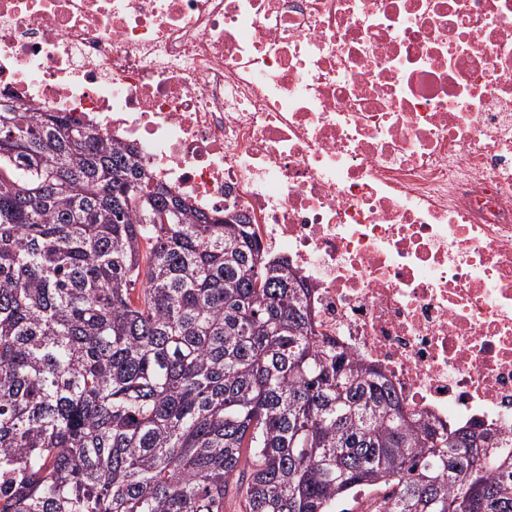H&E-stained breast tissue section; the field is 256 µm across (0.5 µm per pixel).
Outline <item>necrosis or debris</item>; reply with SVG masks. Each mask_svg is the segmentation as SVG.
<instances>
[{"mask_svg":"<svg viewBox=\"0 0 512 512\" xmlns=\"http://www.w3.org/2000/svg\"><path fill=\"white\" fill-rule=\"evenodd\" d=\"M0 93L246 215L406 410L512 435V0H0Z\"/></svg>","mask_w":512,"mask_h":512,"instance_id":"obj_1","label":"necrosis or debris"}]
</instances>
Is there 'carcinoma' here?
<instances>
[{
    "mask_svg": "<svg viewBox=\"0 0 512 512\" xmlns=\"http://www.w3.org/2000/svg\"><path fill=\"white\" fill-rule=\"evenodd\" d=\"M233 487L244 512L371 488L375 512H512V457L316 340L242 217L1 100L0 512H224Z\"/></svg>",
    "mask_w": 512,
    "mask_h": 512,
    "instance_id": "1",
    "label": "carcinoma"
}]
</instances>
